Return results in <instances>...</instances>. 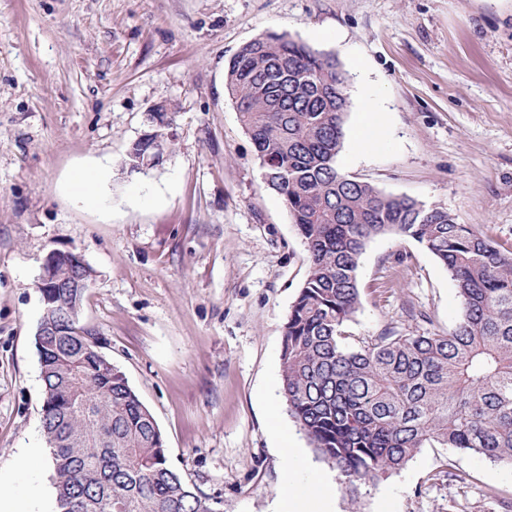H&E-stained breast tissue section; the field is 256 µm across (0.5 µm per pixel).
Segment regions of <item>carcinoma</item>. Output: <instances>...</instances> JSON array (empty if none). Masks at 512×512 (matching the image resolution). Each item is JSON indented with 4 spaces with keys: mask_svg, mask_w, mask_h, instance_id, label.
I'll return each mask as SVG.
<instances>
[{
    "mask_svg": "<svg viewBox=\"0 0 512 512\" xmlns=\"http://www.w3.org/2000/svg\"><path fill=\"white\" fill-rule=\"evenodd\" d=\"M225 88L269 189L303 238L309 274L284 328L281 394L350 491L439 444L512 468V250L444 207L386 195L336 165L349 107L335 57L282 33L245 45ZM151 154L132 144L130 170ZM408 236L447 268L461 313L446 333L382 332L352 348L367 244ZM91 270L59 255L34 341L56 512H219L168 463L161 430L99 337L79 324Z\"/></svg>",
    "mask_w": 512,
    "mask_h": 512,
    "instance_id": "cac0c4a2",
    "label": "carcinoma"
}]
</instances>
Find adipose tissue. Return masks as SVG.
<instances>
[{
    "instance_id": "obj_1",
    "label": "adipose tissue",
    "mask_w": 512,
    "mask_h": 512,
    "mask_svg": "<svg viewBox=\"0 0 512 512\" xmlns=\"http://www.w3.org/2000/svg\"><path fill=\"white\" fill-rule=\"evenodd\" d=\"M111 169L95 163L75 171L66 190L76 202L88 208L103 209L108 202ZM287 482L275 502L274 512H328L331 501L330 483L321 475H312L306 483H298L296 474L300 460L296 449H288L284 457Z\"/></svg>"
}]
</instances>
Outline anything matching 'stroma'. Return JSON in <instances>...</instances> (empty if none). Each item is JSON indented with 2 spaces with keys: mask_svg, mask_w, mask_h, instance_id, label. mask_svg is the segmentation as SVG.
Wrapping results in <instances>:
<instances>
[{
  "mask_svg": "<svg viewBox=\"0 0 512 512\" xmlns=\"http://www.w3.org/2000/svg\"><path fill=\"white\" fill-rule=\"evenodd\" d=\"M270 32L345 72L341 172L512 249V0H0L1 504L54 512L34 343L35 283L54 249L91 268L81 325L152 412L170 466L223 512H272L282 431L302 452L299 481L335 483L332 512L512 502V469L439 446L350 495L289 415L280 354L307 251L225 90L230 59ZM366 98L379 110L368 151ZM158 104L174 113L171 149L128 171ZM98 160L112 165L108 214L63 189ZM358 281L350 346L445 332L461 311L445 267L409 237L371 240Z\"/></svg>",
  "mask_w": 512,
  "mask_h": 512,
  "instance_id": "obj_1",
  "label": "stroma"
}]
</instances>
